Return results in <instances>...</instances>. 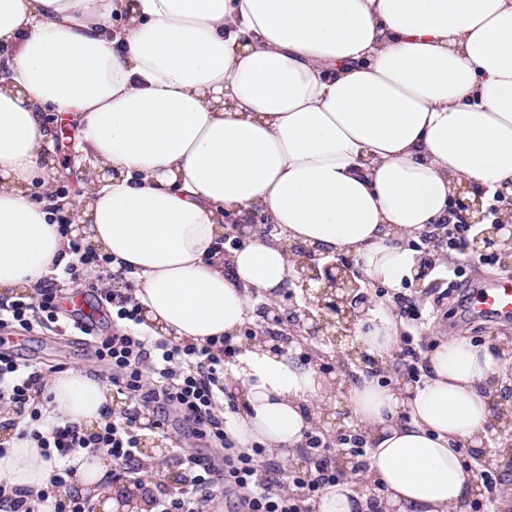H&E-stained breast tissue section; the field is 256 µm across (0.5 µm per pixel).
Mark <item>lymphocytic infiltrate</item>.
<instances>
[{
	"instance_id": "1",
	"label": "lymphocytic infiltrate",
	"mask_w": 512,
	"mask_h": 512,
	"mask_svg": "<svg viewBox=\"0 0 512 512\" xmlns=\"http://www.w3.org/2000/svg\"><path fill=\"white\" fill-rule=\"evenodd\" d=\"M70 245L76 260L63 275L45 279L31 296H0V330L52 328L60 320L65 283L77 280L84 267L107 269L109 258L80 239H71ZM103 299L118 323L112 335H96L93 323L79 319L69 326L88 337L96 362L109 370L113 387L126 399L121 416L105 413L93 431L72 423L40 428L41 412L32 396L42 393L46 370L0 350V407L29 419L31 438L55 464L52 488L69 489L66 497L55 499L49 490L41 491V500H52L53 512H94L89 498L70 489L78 453L105 450L114 463L115 481L150 469L140 449L139 421L146 414L158 436L168 437L176 426L184 435L212 444L207 454L184 448L174 452L172 465L187 471L189 478L176 492L152 496L151 512H208L220 497L235 500L237 512H312L310 503L318 493L342 482L329 440L314 433H306L299 449L310 458V466L293 471L285 482L266 448L236 443L225 415L224 365L236 353L228 340L214 337L200 345H179L159 339L140 330V307L133 304L129 289L106 290Z\"/></svg>"
}]
</instances>
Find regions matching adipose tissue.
<instances>
[{"label": "adipose tissue", "instance_id": "obj_1", "mask_svg": "<svg viewBox=\"0 0 512 512\" xmlns=\"http://www.w3.org/2000/svg\"><path fill=\"white\" fill-rule=\"evenodd\" d=\"M0 44V294H34L73 261L54 216L79 212L86 245L133 284L144 330L239 347L228 373L239 446L297 461L339 389L384 512H464L475 475L463 448L486 436L511 342H444L414 387L336 386L241 331L258 299L287 291L289 246L353 255L363 281L391 288L419 274L409 243L453 221L460 188L486 205L512 189V0H0ZM53 114L75 125L90 164L72 200L44 165ZM226 212L247 226L228 251ZM355 336L358 352L391 365L390 308L371 302ZM38 402L45 425L90 429L114 389L70 368ZM24 428L6 431L0 482L51 512L38 494L53 464ZM73 464L99 512H118L106 454ZM367 500L339 483L312 507L364 512Z\"/></svg>", "mask_w": 512, "mask_h": 512}]
</instances>
